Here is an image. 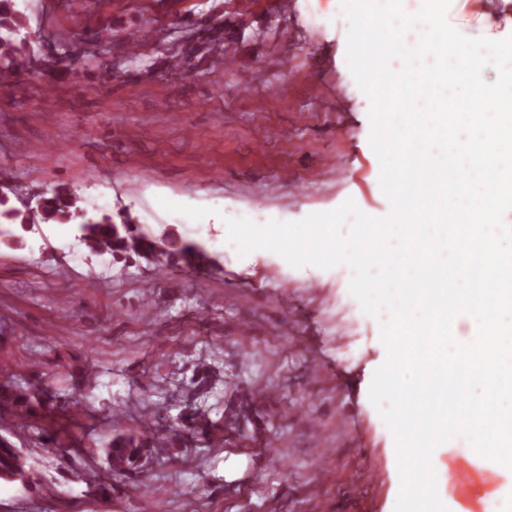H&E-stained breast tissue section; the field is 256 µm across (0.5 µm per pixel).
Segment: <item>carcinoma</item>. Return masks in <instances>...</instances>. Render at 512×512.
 <instances>
[{
    "label": "carcinoma",
    "mask_w": 512,
    "mask_h": 512,
    "mask_svg": "<svg viewBox=\"0 0 512 512\" xmlns=\"http://www.w3.org/2000/svg\"><path fill=\"white\" fill-rule=\"evenodd\" d=\"M18 15L12 0H0V76L13 74L18 55L23 51L24 42L13 39L17 32ZM80 198L66 187L57 188L41 203L24 209L8 208L3 215L22 224L54 223L76 224L80 232L79 239L93 254H110L112 257L129 259L131 256H143L156 243L167 248L169 261L186 267L200 265L208 261L204 248L195 242L180 240L168 232L155 238L138 231V225L130 214L122 215L120 222L104 214L96 220L85 218L79 206ZM163 435L149 432L136 437L119 436L112 440L107 451V460L113 473L118 474L135 467L139 460L157 449L158 440ZM29 481L30 476L15 452L13 443L0 436V481Z\"/></svg>",
    "instance_id": "carcinoma-1"
}]
</instances>
